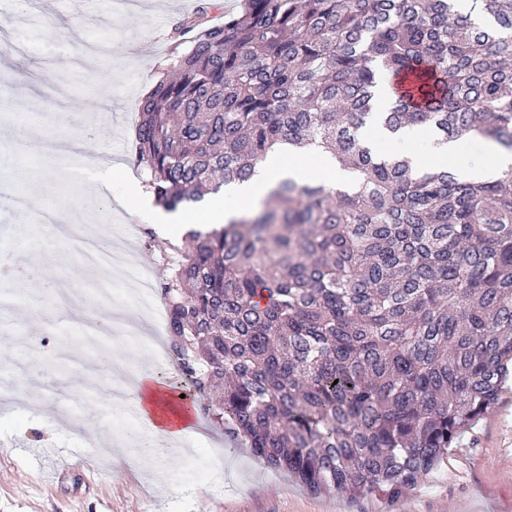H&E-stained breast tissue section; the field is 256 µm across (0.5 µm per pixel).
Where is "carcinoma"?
I'll return each instance as SVG.
<instances>
[{"mask_svg":"<svg viewBox=\"0 0 512 512\" xmlns=\"http://www.w3.org/2000/svg\"><path fill=\"white\" fill-rule=\"evenodd\" d=\"M203 0L141 102L135 164L167 211L250 181L288 145L356 176L284 180L172 247L161 295L176 395L314 494L399 499L426 481L512 364V170L382 159L361 138L375 90L395 131L428 124L512 151V0ZM187 48H182V45Z\"/></svg>","mask_w":512,"mask_h":512,"instance_id":"obj_1","label":"carcinoma"}]
</instances>
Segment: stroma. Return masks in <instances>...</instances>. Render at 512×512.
Listing matches in <instances>:
<instances>
[{"label": "stroma", "instance_id": "1", "mask_svg": "<svg viewBox=\"0 0 512 512\" xmlns=\"http://www.w3.org/2000/svg\"><path fill=\"white\" fill-rule=\"evenodd\" d=\"M200 0H10L0 12V182L26 167L19 133L40 129L69 138L63 112L77 111L99 130L105 159L135 171L139 104L164 68L177 18ZM38 186L25 211L0 193V236L46 280L0 286V512H512V371L499 401L461 431L434 478L400 500L315 495L257 463L245 443L200 416L177 450L136 445L143 421L112 399L118 378L135 379L148 350L171 338L86 336L82 322L120 313L140 319L160 308V292L132 302L125 272L112 274L111 298L94 290L96 274L68 237L93 230L117 239L142 218L128 205L127 179L101 198L72 177L73 164L36 159ZM68 207V237L42 225Z\"/></svg>", "mask_w": 512, "mask_h": 512}]
</instances>
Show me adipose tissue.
<instances>
[{
	"mask_svg": "<svg viewBox=\"0 0 512 512\" xmlns=\"http://www.w3.org/2000/svg\"><path fill=\"white\" fill-rule=\"evenodd\" d=\"M365 135L370 139H386L397 148L400 155L416 163L429 160L444 164L456 160L459 176L470 181H493L512 169V152L499 148L495 143L484 142L478 152L468 154L459 141H443L441 136L427 126H408L391 134L374 125L366 129ZM287 178L297 182L323 181L342 190L348 189L351 182L349 174L339 169L335 159L317 148H310L309 161L305 164L289 162L284 153L274 154L258 165L257 173L250 182L225 187L222 197L209 208L210 223H224L265 195L276 183ZM134 400L143 417L150 420L148 431L151 435L170 445L181 440L183 430L174 427L166 415L165 408L169 400L152 370L145 369L138 374Z\"/></svg>",
	"mask_w": 512,
	"mask_h": 512,
	"instance_id": "adipose-tissue-1",
	"label": "adipose tissue"
}]
</instances>
